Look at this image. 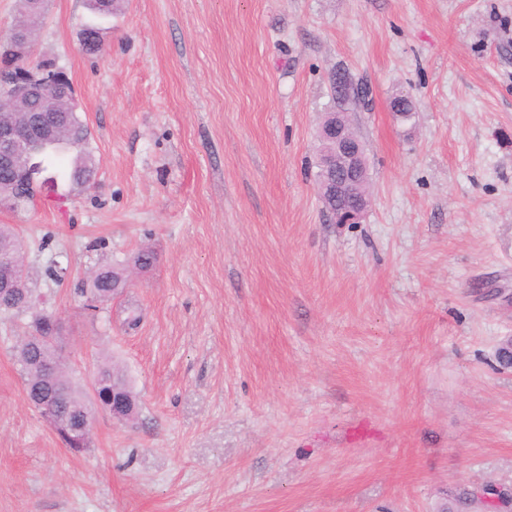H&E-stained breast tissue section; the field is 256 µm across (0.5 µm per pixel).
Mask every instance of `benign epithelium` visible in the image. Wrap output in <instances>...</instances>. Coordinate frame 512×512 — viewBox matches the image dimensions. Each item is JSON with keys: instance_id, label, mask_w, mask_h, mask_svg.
Masks as SVG:
<instances>
[{"instance_id": "obj_1", "label": "benign epithelium", "mask_w": 512, "mask_h": 512, "mask_svg": "<svg viewBox=\"0 0 512 512\" xmlns=\"http://www.w3.org/2000/svg\"><path fill=\"white\" fill-rule=\"evenodd\" d=\"M10 56L17 60V69L1 68L0 83L10 87V98L0 99V112L28 111L31 103H36L39 112L57 111L56 102L64 99L75 103L73 85L65 69L56 60L44 58L31 65L33 44L24 35V26L13 24L6 35ZM61 123L44 125L39 121L19 128L0 124V162L4 166L14 164L17 157L25 155L36 136L46 137L58 133ZM319 163L323 172L331 180V188L336 198H350L354 187L365 168L364 149L360 139L350 129L346 115L336 113V120L321 127ZM32 169H27L20 180L0 183V205L14 208L18 202L27 199V189L34 185ZM369 206V200L358 198L352 206L338 209L333 213L337 224H356ZM94 396L105 412L121 420L126 414L131 399L121 390L112 389V399L104 400L99 393ZM93 431L92 419L84 412L72 413V420L62 429L68 441L69 450L80 452Z\"/></svg>"}]
</instances>
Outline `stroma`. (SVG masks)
I'll return each instance as SVG.
<instances>
[{
    "instance_id": "obj_1",
    "label": "stroma",
    "mask_w": 512,
    "mask_h": 512,
    "mask_svg": "<svg viewBox=\"0 0 512 512\" xmlns=\"http://www.w3.org/2000/svg\"><path fill=\"white\" fill-rule=\"evenodd\" d=\"M87 18L50 0L35 48L73 83L96 184L47 182L0 224L93 443L68 452L26 401L30 317L0 313V512H439L512 488V0H125L98 58ZM340 72L367 97L338 105ZM340 107L368 168L357 224L314 178ZM103 261L127 285L91 311ZM106 359L131 420L95 405ZM21 239L13 226L0 225V267L4 262H20Z\"/></svg>"
}]
</instances>
